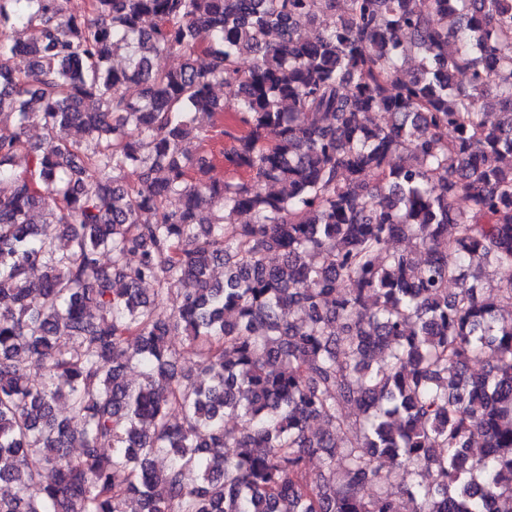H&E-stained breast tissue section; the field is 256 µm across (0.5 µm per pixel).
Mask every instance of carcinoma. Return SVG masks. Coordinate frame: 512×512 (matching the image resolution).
<instances>
[{"mask_svg": "<svg viewBox=\"0 0 512 512\" xmlns=\"http://www.w3.org/2000/svg\"><path fill=\"white\" fill-rule=\"evenodd\" d=\"M5 117L0 512L512 501V0H0Z\"/></svg>", "mask_w": 512, "mask_h": 512, "instance_id": "cac0c4a2", "label": "carcinoma"}]
</instances>
